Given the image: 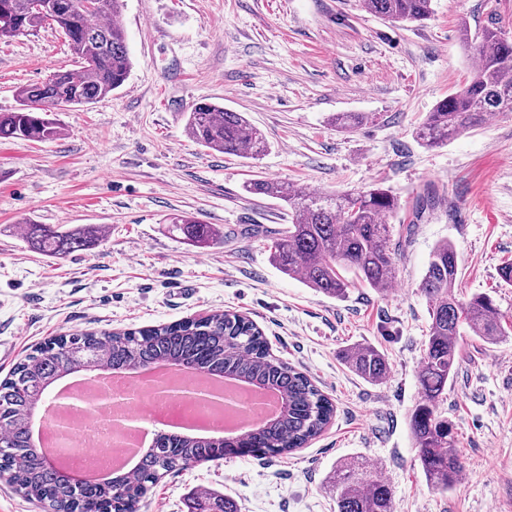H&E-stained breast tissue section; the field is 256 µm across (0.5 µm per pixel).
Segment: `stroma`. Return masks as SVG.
Segmentation results:
<instances>
[{"mask_svg": "<svg viewBox=\"0 0 512 512\" xmlns=\"http://www.w3.org/2000/svg\"><path fill=\"white\" fill-rule=\"evenodd\" d=\"M121 20L133 60L121 89L58 110L59 139H0V380L63 333L234 311L332 400L333 420L286 455L170 473L140 512H188V499L206 492L232 495L241 512H335L327 478L350 456L380 469L394 512H512V335L458 340L442 410L465 468L448 492L428 486L409 428L429 324L419 284L434 245H455L462 296L488 294L512 319V286L499 277L512 262V113L439 148L415 136L474 68L461 26L494 20L512 37V0H432L429 19L406 24L362 0H123ZM76 66L56 29L1 41L0 112L17 108L20 87ZM199 102L243 113L268 152L252 162L199 146L185 130ZM338 112L370 119L341 132L328 122ZM258 177L319 192L390 190L393 226L412 227L395 287L355 282L339 301L281 273L268 243L288 211L245 192ZM426 192L434 206L413 217ZM176 215L215 225L223 242L202 249L173 236ZM29 222L99 224L104 239L57 259L29 245ZM364 342L386 354V382L369 384L341 361Z\"/></svg>", "mask_w": 512, "mask_h": 512, "instance_id": "1", "label": "stroma"}]
</instances>
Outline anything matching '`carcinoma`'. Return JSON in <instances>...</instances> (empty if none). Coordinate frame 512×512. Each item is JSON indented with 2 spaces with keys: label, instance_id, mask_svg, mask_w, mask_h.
<instances>
[{
  "label": "carcinoma",
  "instance_id": "carcinoma-1",
  "mask_svg": "<svg viewBox=\"0 0 512 512\" xmlns=\"http://www.w3.org/2000/svg\"><path fill=\"white\" fill-rule=\"evenodd\" d=\"M432 0H363L371 13L392 23L421 22L430 17ZM51 26L68 38L78 68L58 71L35 85L21 87L19 107L0 112V139L43 142L63 134L50 118L63 106L85 105L108 96L128 80L132 59L120 22V0H97L90 10L83 0H0V40ZM462 41L477 65L460 90L440 100L416 130L426 147H439L461 132L483 123L486 116L512 112V40L485 27L472 35L463 28ZM368 120L364 112H344L335 125L351 130ZM186 131L198 144L224 154L257 159L269 143L242 113L215 102L196 104ZM245 191L272 197L288 207L290 224L271 238L270 259L283 274L298 278L328 297L345 298L357 281L383 292L398 276L400 244L387 218L399 208L389 190L336 194L315 192L288 183L256 178ZM31 247L63 259L103 239L94 224L59 231L47 224H25ZM171 230L189 244L207 248L224 239V232L194 218L175 217ZM458 257L443 240L432 252L419 290L429 304L430 323L417 375L420 398L411 410L409 427L415 461L427 484L446 492L463 470L456 442L440 404L448 395V380L457 361L458 336L467 331L493 344L512 330L506 317L486 294L458 297ZM97 351L110 370H142L157 362L193 365L200 372L233 376L272 389L283 399V413L244 430L238 437H199L159 432L151 451L140 457L134 478L120 484L111 477L70 486L46 460L31 433V418L45 396L63 377L81 372L70 347ZM341 359L362 380L381 384L389 362L377 346L365 342L341 352ZM331 400L302 372L269 354L261 331L237 313L215 312L205 318L139 331L72 332L35 348L0 381V477L26 498L48 503L51 512H139L148 491L167 473L220 459V447L251 448L279 455L304 447L330 424ZM335 492L336 512H394L391 486L375 467L339 460L328 480ZM189 512H239L235 500L218 495L195 500Z\"/></svg>",
  "mask_w": 512,
  "mask_h": 512
}]
</instances>
